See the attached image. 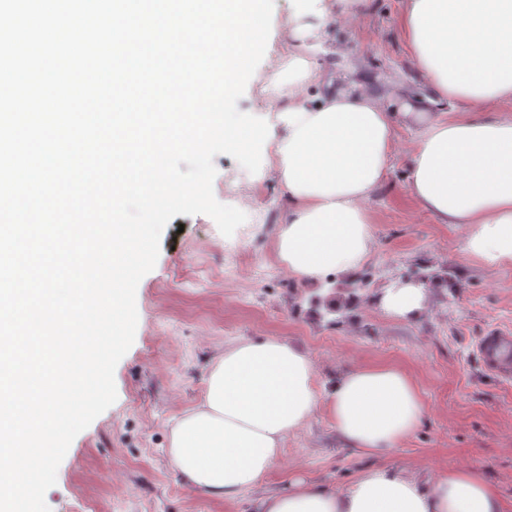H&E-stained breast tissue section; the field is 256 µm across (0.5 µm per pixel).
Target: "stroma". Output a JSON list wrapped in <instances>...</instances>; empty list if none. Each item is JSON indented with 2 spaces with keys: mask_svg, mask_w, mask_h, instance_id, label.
<instances>
[{
  "mask_svg": "<svg viewBox=\"0 0 512 512\" xmlns=\"http://www.w3.org/2000/svg\"><path fill=\"white\" fill-rule=\"evenodd\" d=\"M404 0H353L327 26L329 54L318 56L324 85L344 86L345 61L356 80L391 107L421 103L428 90L410 70L397 19ZM412 129L399 127L387 180L369 203L376 249L363 265L367 286L301 287L274 260L285 193L273 179L261 189L270 207L257 223L220 233L204 214L175 216L164 229L154 269L138 284L135 340L118 362L117 399L71 443L46 495L50 512H254L260 491L232 500L184 483L167 449L174 422L202 392L210 362L238 338L278 336L302 346L329 387L355 366L390 365L417 383L424 413L415 432L386 458L425 478L468 469L494 485L512 512V382L484 370L475 347L495 328L512 330V268H489L464 252L467 231L439 224L414 206L405 187ZM216 199L235 205L253 176L226 154L213 159ZM442 278L430 313L415 322L386 316L373 294L417 267ZM354 296L343 317L330 307ZM374 457L343 443L326 412L290 436L265 487L296 477L347 488Z\"/></svg>",
  "mask_w": 512,
  "mask_h": 512,
  "instance_id": "35a3bbf8",
  "label": "stroma"
}]
</instances>
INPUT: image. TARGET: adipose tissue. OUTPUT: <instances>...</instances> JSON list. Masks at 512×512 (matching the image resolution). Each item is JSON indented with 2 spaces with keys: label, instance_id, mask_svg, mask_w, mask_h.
<instances>
[{
  "label": "adipose tissue",
  "instance_id": "obj_1",
  "mask_svg": "<svg viewBox=\"0 0 512 512\" xmlns=\"http://www.w3.org/2000/svg\"><path fill=\"white\" fill-rule=\"evenodd\" d=\"M343 0H293L285 23L295 46L269 66L264 88L273 136L264 176L286 191L275 258L304 285L329 275L355 281L376 245L368 203L385 181L399 127L414 132L406 193L440 224L465 225V251L512 267V117L484 119L472 106L512 104V0H405L398 27L411 68L430 89V109L393 112L360 85L309 101L322 72L325 28ZM387 316L416 321L429 308L422 283L398 281L374 297ZM337 436L372 455L398 448L424 405L404 371L360 366L328 391L300 346L277 336L241 339L211 361L199 403L170 431L182 480L209 495L260 487L285 441L319 411ZM257 512H501L493 486L474 472L431 481L402 466L366 468L339 490L302 480L258 500Z\"/></svg>",
  "mask_w": 512,
  "mask_h": 512
}]
</instances>
